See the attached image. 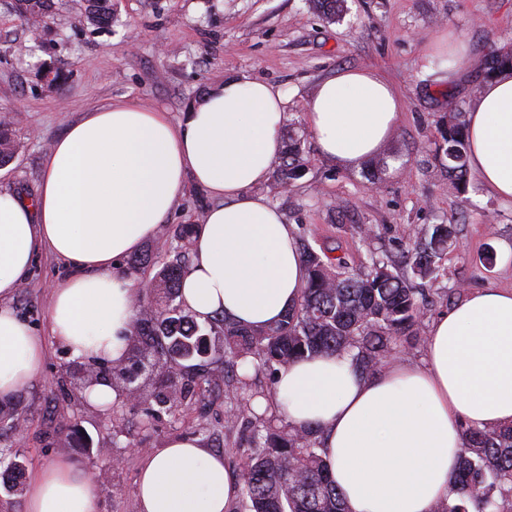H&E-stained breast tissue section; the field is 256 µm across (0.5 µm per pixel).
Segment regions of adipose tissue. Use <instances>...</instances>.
I'll return each instance as SVG.
<instances>
[{"label":"adipose tissue","mask_w":512,"mask_h":512,"mask_svg":"<svg viewBox=\"0 0 512 512\" xmlns=\"http://www.w3.org/2000/svg\"><path fill=\"white\" fill-rule=\"evenodd\" d=\"M466 47L441 34L424 52L448 82ZM288 99L274 85L229 79L178 121L120 99L84 113L46 152L36 194L0 192V399L28 389L45 358L41 336L6 305L38 251L69 276L51 291L47 323L76 358L119 364L135 318L121 261L156 237L189 185L207 209L194 237L182 301L198 319L224 314L270 326L306 281L292 225L258 189L282 151ZM400 92L375 71L346 68L319 83L305 119L321 155L348 165L382 156L401 123ZM468 164L494 197L512 202V72L484 84L467 114ZM273 407L295 429L319 430L328 470L350 512H433L452 495L465 427L512 424V289L469 293L432 323L422 363L365 375L350 355H319L281 370ZM240 475L192 437L147 454L139 512H228ZM92 478L66 460L40 469L24 512H99Z\"/></svg>","instance_id":"ef3b65f1"}]
</instances>
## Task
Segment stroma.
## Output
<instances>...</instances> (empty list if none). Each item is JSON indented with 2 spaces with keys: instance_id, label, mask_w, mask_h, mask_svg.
I'll list each match as a JSON object with an SVG mask.
<instances>
[{
  "instance_id": "1",
  "label": "stroma",
  "mask_w": 512,
  "mask_h": 512,
  "mask_svg": "<svg viewBox=\"0 0 512 512\" xmlns=\"http://www.w3.org/2000/svg\"><path fill=\"white\" fill-rule=\"evenodd\" d=\"M114 3L112 29L96 30L83 21L84 0H54L58 22L35 41L14 0H0V122L10 123L18 144L12 162L0 168L1 191L33 196L45 152L83 112L127 97L176 121L215 84L246 76L287 95L283 132L303 139L308 163L301 178L286 191L263 190L287 223L357 256L370 247L395 255L412 246L414 231L456 224L444 275L426 292L410 361H422L432 321L467 294L512 289V203L494 198L471 173L458 186L437 157L440 125L466 117L488 79L486 60L512 46V0H346L333 21L312 0ZM443 30L467 46L445 85L422 61L425 45ZM45 62L62 68L67 80L48 87ZM352 67L375 69L404 98L403 120L386 147L401 159L397 169L380 172L369 163L351 169L326 158L306 125L304 102L317 84ZM213 203L189 187L158 241L174 240L180 225L199 220ZM67 274L52 255L39 254L9 301L45 337L46 359L35 384L0 402V446L12 447L25 463L16 489L0 480V512H24L33 473L61 458L93 476L100 512H138L141 461L174 437L197 438L240 470L249 437L244 431L225 437V410L272 392L270 375L226 396H190L176 413L150 399L90 409L82 393L93 359L72 357L47 337L50 293ZM9 413L24 424L22 435L2 423Z\"/></svg>"
}]
</instances>
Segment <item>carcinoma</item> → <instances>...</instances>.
Instances as JSON below:
<instances>
[{
	"label": "carcinoma",
	"instance_id": "obj_1",
	"mask_svg": "<svg viewBox=\"0 0 512 512\" xmlns=\"http://www.w3.org/2000/svg\"><path fill=\"white\" fill-rule=\"evenodd\" d=\"M87 24L97 29L112 27V0H86ZM19 15L50 17L51 0H15ZM439 146L447 160L448 176L465 181L468 142L462 122L454 120L441 131ZM303 140L292 136L283 151L274 181L284 186L303 169ZM17 145L9 131L0 128V167L15 157ZM456 225L436 224L432 232L416 236L412 248L397 256L367 249L356 261L314 248L303 235L302 257L307 279L299 303L279 322L265 328L241 327L224 318L203 322L181 301V283L191 263L184 246L168 244L161 251L149 249L129 261L138 271L157 263L161 267L149 282L154 314L134 320L129 335L127 360H147L167 373L168 384L154 388L149 397L181 407L194 389L201 392L246 383L245 362L254 372L289 364L318 354H353L359 369L374 373L393 353L412 346L413 330L426 295L413 285L433 283L442 272L441 260L455 238ZM201 336L224 339L225 361L231 377L217 379L204 368L203 359L173 361L183 342ZM224 422L226 436L245 424L253 426L251 446L243 455L242 512H349L342 493L328 474L326 450L317 431H283L272 426L276 416L232 405ZM460 458L454 498L439 503L434 512H512V425L495 429L468 427Z\"/></svg>",
	"mask_w": 512,
	"mask_h": 512
}]
</instances>
